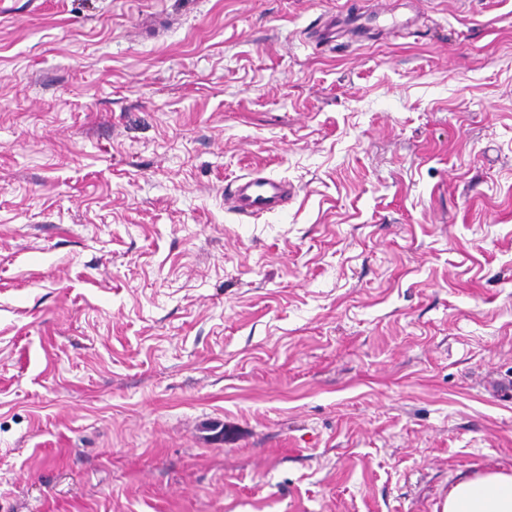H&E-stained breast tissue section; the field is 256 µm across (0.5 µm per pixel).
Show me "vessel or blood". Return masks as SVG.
I'll list each match as a JSON object with an SVG mask.
<instances>
[{
	"mask_svg": "<svg viewBox=\"0 0 512 512\" xmlns=\"http://www.w3.org/2000/svg\"><path fill=\"white\" fill-rule=\"evenodd\" d=\"M291 195L286 180L255 172L238 176L224 200L238 215L253 218L283 210Z\"/></svg>",
	"mask_w": 512,
	"mask_h": 512,
	"instance_id": "1",
	"label": "vessel or blood"
}]
</instances>
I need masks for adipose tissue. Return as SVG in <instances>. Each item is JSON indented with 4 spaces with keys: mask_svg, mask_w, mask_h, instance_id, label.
I'll list each match as a JSON object with an SVG mask.
<instances>
[{
    "mask_svg": "<svg viewBox=\"0 0 512 512\" xmlns=\"http://www.w3.org/2000/svg\"><path fill=\"white\" fill-rule=\"evenodd\" d=\"M444 512H512V475L496 472L457 481Z\"/></svg>",
    "mask_w": 512,
    "mask_h": 512,
    "instance_id": "obj_1",
    "label": "adipose tissue"
}]
</instances>
